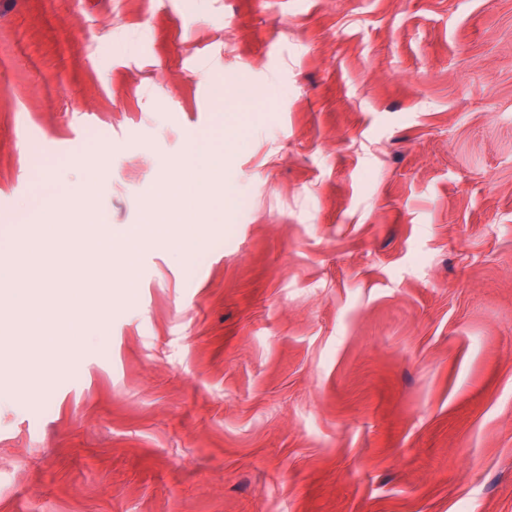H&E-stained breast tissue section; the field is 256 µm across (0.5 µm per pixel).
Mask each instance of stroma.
<instances>
[{"mask_svg":"<svg viewBox=\"0 0 512 512\" xmlns=\"http://www.w3.org/2000/svg\"><path fill=\"white\" fill-rule=\"evenodd\" d=\"M194 139L203 247L63 364L0 309V512H512V0H0L14 289L124 248L18 229L88 180L142 223Z\"/></svg>","mask_w":512,"mask_h":512,"instance_id":"obj_1","label":"stroma"}]
</instances>
